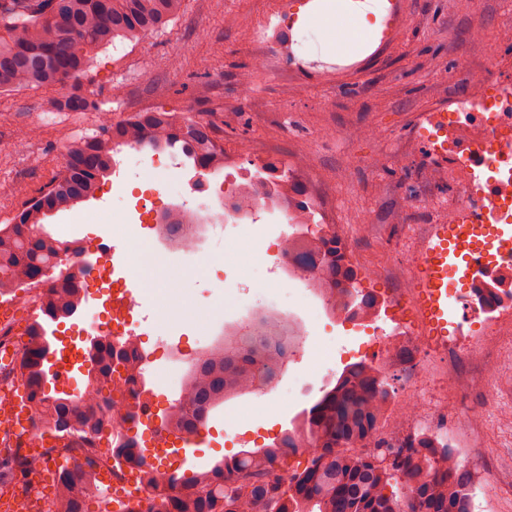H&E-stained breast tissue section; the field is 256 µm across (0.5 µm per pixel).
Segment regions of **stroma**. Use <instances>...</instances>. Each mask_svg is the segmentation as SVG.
<instances>
[{
    "instance_id": "obj_1",
    "label": "stroma",
    "mask_w": 512,
    "mask_h": 512,
    "mask_svg": "<svg viewBox=\"0 0 512 512\" xmlns=\"http://www.w3.org/2000/svg\"><path fill=\"white\" fill-rule=\"evenodd\" d=\"M312 13L307 0H184L164 29L118 38L91 52L81 82L95 109L55 110L51 92L42 89L0 94V226L12 223L61 170L63 145L94 134L104 115L118 121L140 110L187 112L213 125L228 163L256 170L273 158L287 169L294 157L308 155L310 166L296 170V177L315 186L324 207L345 200L342 224L363 227L348 246L350 261L361 272L360 287L388 306L403 285L399 276L381 272L398 239L396 212L413 200L417 170L429 162L423 154L401 164L392 153L415 139L421 113L461 91L463 68L494 58L512 77V42L501 38L502 30L512 27V0H458L451 15L441 0H405L398 38L366 41L348 56L332 52V59H347L348 68L311 61L298 69L281 59L254 72L250 88H242L239 75L260 47L257 27L273 19L277 37L296 38L306 53L323 39L305 21ZM476 23L486 30L479 45L468 35ZM442 73L447 82H439ZM364 125L378 126L379 137H354V129ZM32 127L36 137L23 140L22 130ZM140 155L131 179L113 171L94 198L51 216L46 230L63 240H81L90 253L115 231L148 240L158 274L174 283L173 290L140 296L148 334L144 349L153 355L148 370L159 381L161 404L178 398L199 352L252 315L270 310L297 315L301 340L272 388L228 398L211 410L204 427L207 464L266 447L335 385L346 365L372 362L374 351L353 322L327 319L307 277L285 272L278 244L288 226L278 214L259 213L233 234L208 242V258L200 263L155 239L134 216L135 196L153 191L161 211L171 210L195 170L158 166L147 148ZM254 240L261 243L262 263L248 266L238 252ZM158 334L166 335L175 358L155 351ZM483 378L462 402L464 411L487 415L479 427L480 446L466 467L492 512H512V422L488 415L492 398L512 400V362L492 360Z\"/></svg>"
}]
</instances>
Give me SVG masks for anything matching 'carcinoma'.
<instances>
[{
    "mask_svg": "<svg viewBox=\"0 0 512 512\" xmlns=\"http://www.w3.org/2000/svg\"><path fill=\"white\" fill-rule=\"evenodd\" d=\"M182 0H0V93L28 87L66 92L51 99L61 111L85 112L95 103L80 83L90 52L118 38L144 36L165 27ZM123 146L178 149L195 171L212 172L224 162L212 126L201 118L173 112H135L114 121L108 116L95 134L64 146L65 165L17 215L0 227V296L13 295L36 276L48 285L29 340L17 351L13 379L26 391L36 431L57 448L71 434L100 437L112 406V366L134 364L124 350L89 340L87 386L100 397L88 404L58 394L51 358L56 355L53 326L75 316L80 301L70 279L81 269L57 262L66 243L44 230L48 217L94 197L100 177L112 169ZM178 211L161 218L163 236L179 239ZM312 249L299 257L314 262L322 296L339 295L358 312L374 298L358 287L357 271L336 236L323 225H299ZM298 336L288 318L263 313L195 359L180 394L164 412L171 428L203 427L210 411L228 396L273 384L296 348ZM389 385L363 362L347 365L336 384L303 412L299 423L267 448L224 458L206 471L178 475L149 464L139 448L119 453L141 467L143 481L156 490L147 512H469L470 474L454 449L427 436L409 439L393 453L374 444L364 452L381 422ZM96 462L69 458L59 472L54 497L40 512H88L86 490Z\"/></svg>",
    "mask_w": 512,
    "mask_h": 512,
    "instance_id": "cac0c4a2",
    "label": "carcinoma"
}]
</instances>
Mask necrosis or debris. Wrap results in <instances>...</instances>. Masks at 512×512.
Listing matches in <instances>:
<instances>
[{
    "instance_id": "4bbe7bcc",
    "label": "necrosis or debris",
    "mask_w": 512,
    "mask_h": 512,
    "mask_svg": "<svg viewBox=\"0 0 512 512\" xmlns=\"http://www.w3.org/2000/svg\"><path fill=\"white\" fill-rule=\"evenodd\" d=\"M461 92L449 96L444 104L448 113V163L424 168L417 191L423 223L408 224L395 252V260L412 276L426 250L435 225L465 224L472 245H479L488 224L512 223V79L500 75L497 61L488 60L463 71ZM447 184V196L434 192ZM229 194L223 205L224 221L209 228L190 223L182 225L180 236L188 240V252L202 259L197 241L201 231L210 239L229 234L240 219L269 207H277L287 223H304L307 216H320L322 222L339 221L337 210L320 211L315 189H308L306 204L297 201L296 181L282 183L279 170L266 172L264 182L247 179L228 182ZM95 266L86 279H98L108 290L102 311L87 315L85 322L93 335L112 344L126 345L131 356L141 364L149 359L143 349L141 323L134 305L126 303L133 293V282L124 276L122 257L107 241H100ZM462 315L453 321L452 341L426 335L419 311H412L410 326L386 329L376 323L377 309L363 313L368 322V345L381 349L377 359L382 372L392 365H403L400 384L394 395L393 418L376 433L383 445L398 447L404 431H424L448 442L458 461H465L475 451L470 437V423H448V396L473 389L482 381L481 374L462 373L456 368L457 355L482 348L480 337L471 327L480 323L487 334L512 335V245L505 247L495 261L462 288L456 289ZM112 390L117 397L112 406L113 438L135 443L139 448H169L170 435L154 419L156 400L145 394L138 378L127 377L123 368L112 375ZM71 443L81 451L97 454V478L112 489V512H135L146 504L149 491L140 481L139 469L117 462L102 453L100 443L91 438L73 437Z\"/></svg>"
}]
</instances>
